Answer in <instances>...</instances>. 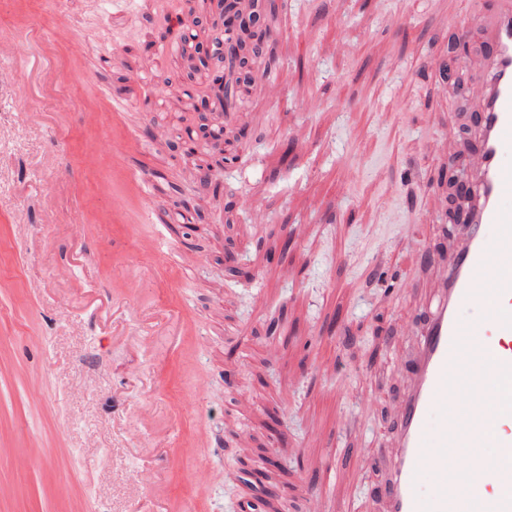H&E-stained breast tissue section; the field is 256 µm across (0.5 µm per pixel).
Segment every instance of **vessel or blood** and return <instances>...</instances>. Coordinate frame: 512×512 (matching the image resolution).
<instances>
[{
    "instance_id": "vessel-or-blood-1",
    "label": "vessel or blood",
    "mask_w": 512,
    "mask_h": 512,
    "mask_svg": "<svg viewBox=\"0 0 512 512\" xmlns=\"http://www.w3.org/2000/svg\"><path fill=\"white\" fill-rule=\"evenodd\" d=\"M472 101L480 148L470 161L466 222L429 268L435 305L410 333L405 379L391 403L392 445L380 449L382 512H512V0L482 16ZM0 85L47 65L31 45ZM495 449L486 461L481 448ZM437 478L424 498L420 478ZM472 476L462 491L456 473Z\"/></svg>"
}]
</instances>
